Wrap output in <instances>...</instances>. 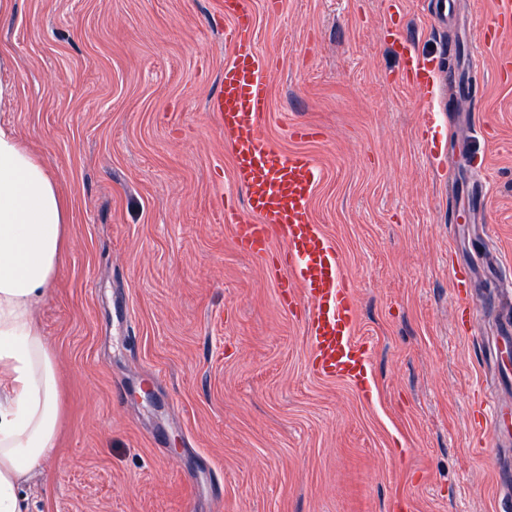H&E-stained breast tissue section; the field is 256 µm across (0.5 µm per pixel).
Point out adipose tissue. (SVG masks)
<instances>
[{"label": "adipose tissue", "instance_id": "adipose-tissue-1", "mask_svg": "<svg viewBox=\"0 0 512 512\" xmlns=\"http://www.w3.org/2000/svg\"><path fill=\"white\" fill-rule=\"evenodd\" d=\"M68 212L54 179L0 123V512H29L21 487L54 453V355L34 312L54 279Z\"/></svg>", "mask_w": 512, "mask_h": 512}]
</instances>
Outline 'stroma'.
<instances>
[{"label": "stroma", "instance_id": "obj_1", "mask_svg": "<svg viewBox=\"0 0 512 512\" xmlns=\"http://www.w3.org/2000/svg\"><path fill=\"white\" fill-rule=\"evenodd\" d=\"M246 2L271 66L261 133L321 170L309 210L342 259L365 377L314 371L303 295L224 222L245 194L210 109L223 0H11L5 118L69 215L36 314L62 420L30 512H503L512 447L492 464L479 449L512 435L481 415L512 405L494 366L512 304V76L495 62L512 35L468 69L477 99L446 94L440 165L392 36L404 24L443 66L449 45L472 53L434 0ZM454 187L472 200L460 218Z\"/></svg>", "mask_w": 512, "mask_h": 512}]
</instances>
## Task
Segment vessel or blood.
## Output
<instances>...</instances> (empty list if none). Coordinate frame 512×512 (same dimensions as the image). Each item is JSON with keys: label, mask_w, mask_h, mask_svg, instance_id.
<instances>
[{"label": "vessel or blood", "mask_w": 512, "mask_h": 512, "mask_svg": "<svg viewBox=\"0 0 512 512\" xmlns=\"http://www.w3.org/2000/svg\"><path fill=\"white\" fill-rule=\"evenodd\" d=\"M224 16L231 60L211 109L219 126L236 135L234 180L245 192L249 211L244 217L225 210L224 221L233 225L239 248L256 258L267 255L275 240L285 241L287 276L280 286L299 289L309 301L315 372L355 379L365 365L366 347L352 336L356 316L352 293L343 280L338 253L313 224L309 210L320 170L307 155L275 151L260 136L259 119L271 109L270 65L255 49L254 18L245 0H224ZM511 32L512 0H498L492 24L479 36L492 45ZM394 40L407 85L430 96L423 122L435 124L447 74L430 69L402 31H395Z\"/></svg>", "instance_id": "obj_1"}]
</instances>
